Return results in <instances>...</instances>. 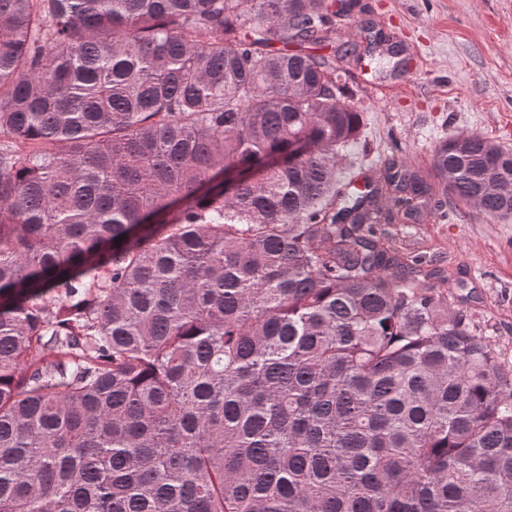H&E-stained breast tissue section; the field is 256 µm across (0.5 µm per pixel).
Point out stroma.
I'll return each mask as SVG.
<instances>
[{"label":"stroma","instance_id":"35a3bbf8","mask_svg":"<svg viewBox=\"0 0 512 512\" xmlns=\"http://www.w3.org/2000/svg\"><path fill=\"white\" fill-rule=\"evenodd\" d=\"M344 29L400 45L409 60L402 74L379 70L363 57L349 87L364 114L352 147L359 166L401 149L428 167L439 141L465 132L512 151V0H359ZM447 220L389 225L407 249L453 270L463 309L512 366V220L499 221L453 197Z\"/></svg>","mask_w":512,"mask_h":512}]
</instances>
